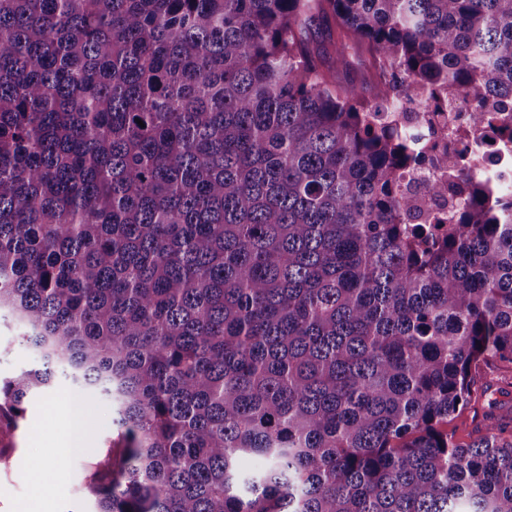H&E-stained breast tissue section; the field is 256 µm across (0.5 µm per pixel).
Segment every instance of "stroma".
<instances>
[{
    "label": "stroma",
    "instance_id": "35a3bbf8",
    "mask_svg": "<svg viewBox=\"0 0 512 512\" xmlns=\"http://www.w3.org/2000/svg\"><path fill=\"white\" fill-rule=\"evenodd\" d=\"M22 330L0 322V377L33 368L34 352L20 340ZM88 405L92 426L82 447L65 445V417ZM112 403L88 387L65 384L32 391L18 428L0 431V512H22L36 500L49 502V512H94L90 475L108 454ZM47 470L46 482L31 480L33 470Z\"/></svg>",
    "mask_w": 512,
    "mask_h": 512
}]
</instances>
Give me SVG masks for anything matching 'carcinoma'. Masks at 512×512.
<instances>
[{
  "label": "carcinoma",
  "mask_w": 512,
  "mask_h": 512,
  "mask_svg": "<svg viewBox=\"0 0 512 512\" xmlns=\"http://www.w3.org/2000/svg\"><path fill=\"white\" fill-rule=\"evenodd\" d=\"M453 95L512 131V0H0V423L109 398L96 512H512V195L380 116ZM22 329L11 321L0 322V377H9L22 370L33 368L37 356L24 345L19 336ZM487 410V402L477 399L461 413L448 418V434L456 443H470L477 438L481 432L484 412Z\"/></svg>",
  "instance_id": "obj_1"
}]
</instances>
